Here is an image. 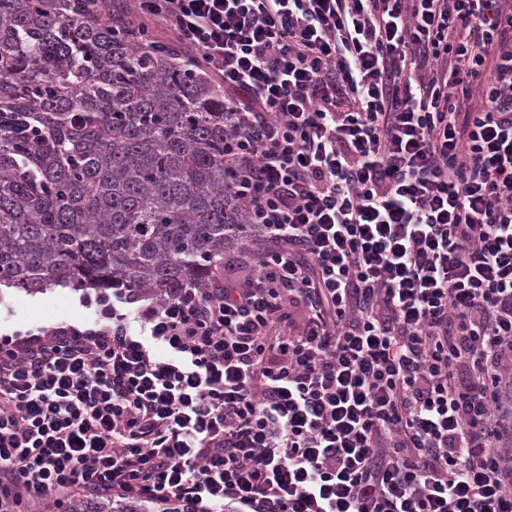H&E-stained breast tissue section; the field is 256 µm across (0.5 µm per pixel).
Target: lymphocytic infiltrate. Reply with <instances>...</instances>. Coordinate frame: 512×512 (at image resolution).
Wrapping results in <instances>:
<instances>
[{
  "label": "lymphocytic infiltrate",
  "mask_w": 512,
  "mask_h": 512,
  "mask_svg": "<svg viewBox=\"0 0 512 512\" xmlns=\"http://www.w3.org/2000/svg\"><path fill=\"white\" fill-rule=\"evenodd\" d=\"M224 94L262 250L0 336V512H512V0H133Z\"/></svg>",
  "instance_id": "f902f5d3"
}]
</instances>
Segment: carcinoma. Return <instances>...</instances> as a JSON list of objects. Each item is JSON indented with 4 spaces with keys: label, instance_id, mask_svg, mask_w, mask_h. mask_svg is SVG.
<instances>
[{
    "label": "carcinoma",
    "instance_id": "obj_1",
    "mask_svg": "<svg viewBox=\"0 0 512 512\" xmlns=\"http://www.w3.org/2000/svg\"><path fill=\"white\" fill-rule=\"evenodd\" d=\"M0 0V286H205L249 240L224 96L128 19Z\"/></svg>",
    "mask_w": 512,
    "mask_h": 512
}]
</instances>
